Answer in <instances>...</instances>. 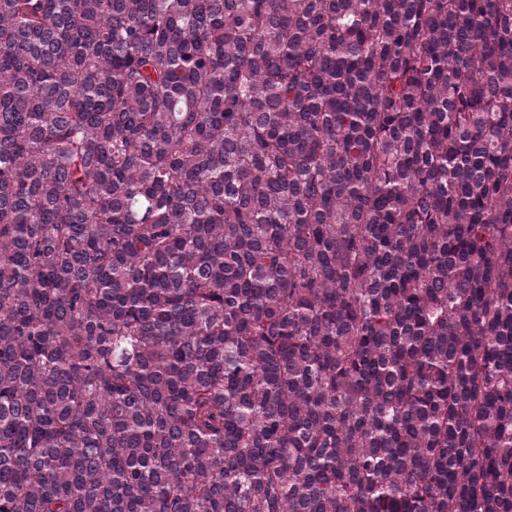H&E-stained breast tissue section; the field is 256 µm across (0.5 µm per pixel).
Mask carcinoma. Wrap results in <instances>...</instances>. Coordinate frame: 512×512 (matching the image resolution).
<instances>
[{
    "label": "carcinoma",
    "instance_id": "obj_1",
    "mask_svg": "<svg viewBox=\"0 0 512 512\" xmlns=\"http://www.w3.org/2000/svg\"><path fill=\"white\" fill-rule=\"evenodd\" d=\"M0 512H512V0H0Z\"/></svg>",
    "mask_w": 512,
    "mask_h": 512
}]
</instances>
